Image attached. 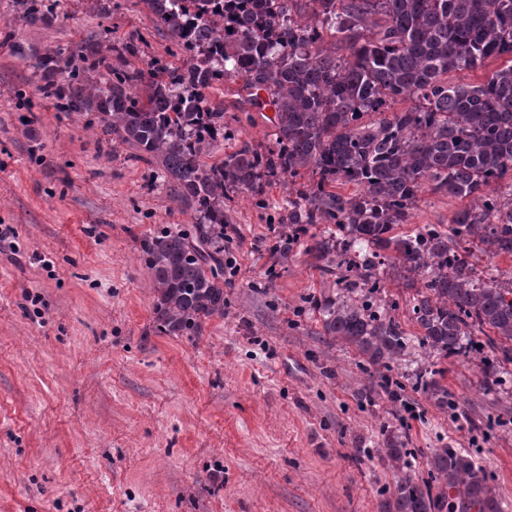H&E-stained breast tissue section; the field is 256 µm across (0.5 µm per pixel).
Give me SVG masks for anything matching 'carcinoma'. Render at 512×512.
Wrapping results in <instances>:
<instances>
[{
	"label": "carcinoma",
	"instance_id": "obj_1",
	"mask_svg": "<svg viewBox=\"0 0 512 512\" xmlns=\"http://www.w3.org/2000/svg\"><path fill=\"white\" fill-rule=\"evenodd\" d=\"M22 20L49 25L46 0H21ZM171 47L150 73L112 66L94 45L80 63L62 52L36 66L65 72L42 95L67 115H97L103 135L155 164L181 206L200 213L190 230L164 229L144 244L159 333L198 336L224 315V190L258 196L288 180V225L334 224L339 236L310 248L323 270L370 298L320 304L327 335L376 364L398 361L411 338L376 303L380 267L413 290L411 320L429 354L459 356L484 336L512 362V277L484 278L474 251L512 256V0H141ZM220 45L213 71L195 62V40ZM503 59L479 84L451 72ZM239 79L253 105L266 92L274 146L243 145L204 161L224 136V112L204 91ZM414 98L406 111L390 103ZM311 178L297 182L305 173ZM509 183V201L488 193ZM352 183L350 196L332 192ZM468 201L448 227L408 223L422 189ZM383 512H507L474 461L457 448L430 460V479H403Z\"/></svg>",
	"mask_w": 512,
	"mask_h": 512
}]
</instances>
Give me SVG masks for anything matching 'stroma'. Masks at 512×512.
<instances>
[{
  "mask_svg": "<svg viewBox=\"0 0 512 512\" xmlns=\"http://www.w3.org/2000/svg\"><path fill=\"white\" fill-rule=\"evenodd\" d=\"M30 25L0 0V512H382L403 476L457 448L512 507V363L486 385L494 346L463 357L411 342L382 367L327 336L319 301L345 296L309 252L329 224L281 230L283 185L224 195V314L193 338L153 324L143 243L195 223L153 165L106 141L95 115L42 98L39 55L131 42L148 70L169 41L141 0H49ZM241 82L207 89L225 139L271 146V115L240 110ZM456 198L422 192L396 233L447 223ZM448 391L440 405L421 385ZM402 442L407 466L386 450Z\"/></svg>",
  "mask_w": 512,
  "mask_h": 512,
  "instance_id": "35a3bbf8",
  "label": "stroma"
}]
</instances>
